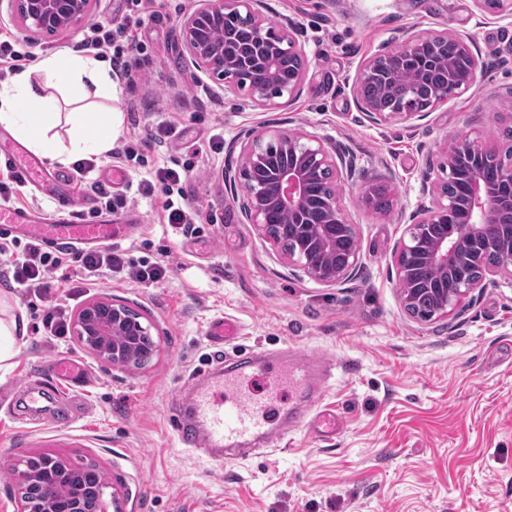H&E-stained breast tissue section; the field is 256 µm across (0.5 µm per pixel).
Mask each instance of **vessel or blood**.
<instances>
[{
	"label": "vessel or blood",
	"instance_id": "1",
	"mask_svg": "<svg viewBox=\"0 0 512 512\" xmlns=\"http://www.w3.org/2000/svg\"><path fill=\"white\" fill-rule=\"evenodd\" d=\"M13 166L25 183L52 180L44 162L28 155L14 143L0 142V163ZM78 201L59 196L52 215L28 209L0 206V234L37 233L45 245L81 248L111 240L115 227L110 220L80 224L75 220ZM207 335L211 347L210 376L195 384L192 392L193 417L185 419L174 411L169 424L178 442L206 458L228 463L244 460L257 451L276 446L298 428L329 439L341 428V418L321 399L333 364L326 357L292 347L265 353L238 348V324L227 318L213 319ZM275 373L288 386V400L274 405L256 390L257 380ZM52 387L67 390L84 385L77 363L48 365Z\"/></svg>",
	"mask_w": 512,
	"mask_h": 512
}]
</instances>
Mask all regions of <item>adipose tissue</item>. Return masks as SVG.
I'll list each match as a JSON object with an SVG mask.
<instances>
[{"instance_id":"adipose-tissue-1","label":"adipose tissue","mask_w":512,"mask_h":512,"mask_svg":"<svg viewBox=\"0 0 512 512\" xmlns=\"http://www.w3.org/2000/svg\"><path fill=\"white\" fill-rule=\"evenodd\" d=\"M115 92L109 60L73 52L45 54L0 84V127L61 164L101 156L112 148L121 115L98 109L93 100L112 98ZM60 95L73 105L64 115L57 110ZM62 120L69 126L64 140L54 132Z\"/></svg>"}]
</instances>
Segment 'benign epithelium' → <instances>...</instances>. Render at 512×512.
Returning a JSON list of instances; mask_svg holds the SVG:
<instances>
[{"label": "benign epithelium", "mask_w": 512, "mask_h": 512, "mask_svg": "<svg viewBox=\"0 0 512 512\" xmlns=\"http://www.w3.org/2000/svg\"><path fill=\"white\" fill-rule=\"evenodd\" d=\"M10 15L17 17L29 39L42 34H53L76 28L92 12L93 0H5ZM198 7L189 14L180 27V40L194 67L208 73L224 85V93L246 90L259 107L276 108L280 99L295 98L301 91L308 61L295 38L294 23L271 22L265 16L264 0H197ZM234 24L240 37L248 43L244 49L232 39L224 44L206 39V32L214 27ZM461 61L476 78L479 68L477 53L469 39L460 35L439 33L413 34L401 42L398 49L363 64L355 84V94L360 112L371 122L392 120L415 127V122L426 116L417 93L407 88L398 91L405 67L421 63L418 83L428 85L439 74L452 71V63ZM373 83L376 93L367 97L366 84ZM472 83H459L446 79L444 86L433 90L430 106L435 107L449 98L467 91ZM241 151L242 175L250 189L244 194L242 213L248 223L255 226L266 238L280 248L288 266L295 267L311 279L338 286L350 280L360 263V250H355L339 265L312 266L302 254L282 246L281 239L270 235L269 213L286 211L299 219L288 226L291 235L300 239L302 250L326 252L336 248V236L329 233L327 225H342L350 236L358 238L356 225L344 216L336 189L323 194L322 208L326 224L316 233L308 230L311 188L316 174L327 172L332 182H342L355 175V168L346 154L322 138L309 133L251 129ZM276 146L290 155L293 164L274 173L268 179L259 171L260 159L266 148ZM496 156V151L480 136L465 135L455 138L443 151L442 168L452 169L462 160L473 156ZM392 191L389 179H375L363 191L361 201L371 205L372 196L378 192ZM434 202L412 214L405 237L401 238L392 253V265L397 281L410 283L414 269L410 264L415 237L426 224H434L448 216L453 204L442 188L432 185ZM512 219V200L505 203L496 189L486 184L478 173L472 175L471 202L459 219L460 230L432 243L423 253L422 261L448 274L472 263L474 247L486 244L498 254V262L482 269L480 278L460 283L453 293H440L433 316L437 318L459 315L462 303L477 288L505 283L512 287V226H503L504 216ZM401 305L413 319H420L418 289L401 290ZM71 331L95 359L115 368L131 365L133 359L156 351V344H148L152 335L151 325L140 321V314L124 303L100 299L86 304L74 317ZM9 467L18 484L35 481L36 473L11 459ZM40 512H106L103 497L93 499L81 487L59 500H45Z\"/></svg>", "instance_id": "benign-epithelium-1"}]
</instances>
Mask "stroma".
Wrapping results in <instances>:
<instances>
[{
    "label": "stroma",
    "mask_w": 512,
    "mask_h": 512,
    "mask_svg": "<svg viewBox=\"0 0 512 512\" xmlns=\"http://www.w3.org/2000/svg\"><path fill=\"white\" fill-rule=\"evenodd\" d=\"M265 3L270 20L296 22L308 59L299 96L272 110L247 92L225 94L190 63L179 26L196 0H146L136 25L127 0H95L90 23L127 26L145 73L97 102L122 114L113 144L153 143L123 165L128 180L193 158L183 189L200 232L173 233L155 188L124 209L126 235L114 247L169 261L166 278L149 286L124 274L72 293L69 314L107 297L151 325L159 348L139 368L101 363L74 336L37 332L45 301L0 279V319L22 313L29 326L0 368V463L18 453L97 462L117 494L109 512H512V287L476 290L463 315L420 322L405 314L391 267L411 213L431 202L426 178L444 177V144L512 125V0L498 9L485 0ZM438 32L471 41L480 59L473 86L416 128L365 120L354 92L361 65L411 34ZM168 119L178 121L179 138L161 133ZM261 126L313 133L349 152L355 176L338 194L361 262L346 283L323 285L288 268L232 197L229 184L244 180L229 148ZM384 177L396 200L377 213L360 196L367 180ZM221 316L240 325L244 349L292 345L333 360L323 401L344 419L336 438L297 431L278 449L224 464L178 443L169 412L209 362L206 329ZM55 361L82 365L90 382L58 395L36 428L26 392Z\"/></svg>",
    "instance_id": "obj_1"
}]
</instances>
